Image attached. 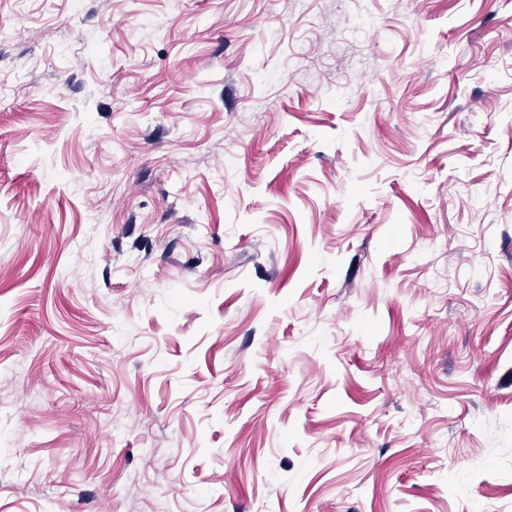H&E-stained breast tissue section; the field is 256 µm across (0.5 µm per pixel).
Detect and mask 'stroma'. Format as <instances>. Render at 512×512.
Listing matches in <instances>:
<instances>
[{
    "mask_svg": "<svg viewBox=\"0 0 512 512\" xmlns=\"http://www.w3.org/2000/svg\"><path fill=\"white\" fill-rule=\"evenodd\" d=\"M0 27V512H512V0Z\"/></svg>",
    "mask_w": 512,
    "mask_h": 512,
    "instance_id": "1",
    "label": "stroma"
}]
</instances>
